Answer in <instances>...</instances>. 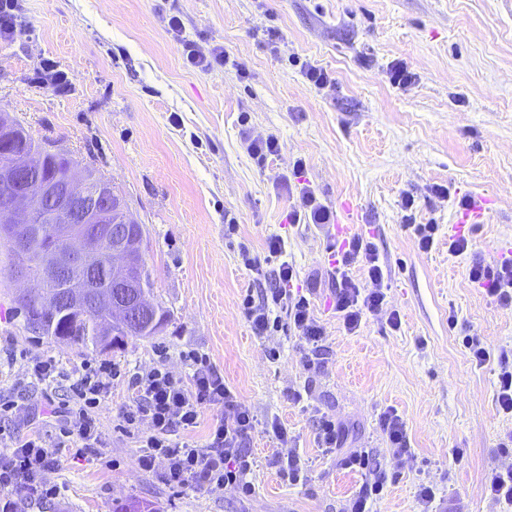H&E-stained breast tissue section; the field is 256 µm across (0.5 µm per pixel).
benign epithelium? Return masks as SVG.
<instances>
[{
  "label": "benign epithelium",
  "mask_w": 512,
  "mask_h": 512,
  "mask_svg": "<svg viewBox=\"0 0 512 512\" xmlns=\"http://www.w3.org/2000/svg\"><path fill=\"white\" fill-rule=\"evenodd\" d=\"M19 127L0 114V244L7 246L3 268L9 279L33 282L39 311H62L77 323L96 320L95 333L106 345L112 338V314L132 331L150 322L151 273L144 261V236L129 232V207L106 179L72 173L59 183L43 181L42 161L54 152L48 144L20 140ZM53 233L62 240L46 252L43 241ZM110 284L99 287L100 282Z\"/></svg>",
  "instance_id": "benign-epithelium-1"
}]
</instances>
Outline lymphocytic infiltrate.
Here are the masks:
<instances>
[{"instance_id": "lymphocytic-infiltrate-1", "label": "lymphocytic infiltrate", "mask_w": 512, "mask_h": 512, "mask_svg": "<svg viewBox=\"0 0 512 512\" xmlns=\"http://www.w3.org/2000/svg\"><path fill=\"white\" fill-rule=\"evenodd\" d=\"M270 255L280 257L277 270L278 288L272 289L261 302L245 299V317L254 336L267 338L281 324H288L309 354L306 367H314L312 358L322 346L325 332L315 318L309 300L290 290L295 270L285 262L286 242L273 236L267 241ZM333 271L336 288L333 307L348 332H355L364 315L382 309L386 295L381 288L383 271L370 243L361 238L348 241L337 252ZM366 268L374 287L358 288L349 274L351 267ZM469 280L483 288L500 308L512 311V257L497 265H487L480 254H473L468 270ZM189 381L174 379L161 368L133 374L128 382L131 398L121 410L126 427L148 424L150 431L141 436L142 453L137 462L142 471H152L156 459H164L167 484L174 488L199 490L215 486L233 489L240 499L255 492L250 479L254 460L245 444L258 424L251 407L241 401L225 384L221 373L195 356L191 359ZM119 371L115 365H92L87 361L63 369L51 356L32 358L26 377L31 383L52 385L58 378L69 377L70 396L60 428L61 438L54 447H46L40 429H32L25 438L11 442L0 450V490L6 492L0 512H14L23 501L53 497L54 491L42 481L44 472L59 467L64 457L79 459L92 448L102 447L104 433L98 418L102 404L112 397V380ZM220 408L221 415L212 424L206 447L196 448L174 439L180 430L195 428L204 406ZM343 468L365 469L369 477L349 499L345 512H370L369 502L380 497L387 481L385 471L371 467L369 456L354 451L342 458Z\"/></svg>"}]
</instances>
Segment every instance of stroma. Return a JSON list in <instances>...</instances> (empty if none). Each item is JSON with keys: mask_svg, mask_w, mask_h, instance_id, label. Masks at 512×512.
Listing matches in <instances>:
<instances>
[{"mask_svg": "<svg viewBox=\"0 0 512 512\" xmlns=\"http://www.w3.org/2000/svg\"><path fill=\"white\" fill-rule=\"evenodd\" d=\"M19 31L0 41V113L36 140L94 165L124 196L145 229L151 302L170 313L149 338L117 337L110 349L82 348L30 328L14 296L23 282L0 275V398L37 411L47 443L60 437L56 412L69 394L55 386L46 407L28 385L29 357H55L63 368L88 360L121 369L112 401L100 411L103 447L63 462L44 480L57 498L24 512H112L137 498L158 512H343L364 472L341 468L337 454L365 450L390 480L373 512H419L421 486H433L440 512H512L491 500L492 473L512 466L500 447L512 414L496 400L498 366H476L460 340L469 325L497 356L512 357V311L496 306L468 279L471 252L496 264L512 252V0H20ZM181 17V34L163 17ZM223 47L225 65H185L183 44ZM66 73L55 91L41 61ZM326 68L334 83L308 85L303 62ZM404 64L411 85L393 83ZM253 137L277 136L280 150L258 168L240 143V113ZM306 167L292 179L296 160ZM370 241L383 270L385 305L345 330L332 307L333 240L323 224H294L300 185ZM447 196H439V189ZM480 200L486 219L461 224L462 196ZM413 198L405 206V198ZM350 202L351 211L341 208ZM235 221L234 235L224 233ZM433 224L430 250L411 227ZM282 236L287 255L267 250ZM465 236L469 250L448 242ZM248 244L261 269L239 255ZM292 287L310 299L324 327L319 367L306 370L292 329L256 339L242 309L277 287L281 260ZM399 328H391L390 314ZM459 324L451 326L449 315ZM210 361L260 428L248 450L255 493L229 488L173 489L164 462L138 468L142 429L119 419L134 372L164 366L179 380L192 368L184 353ZM301 400H294V393ZM396 410L406 423L411 463L393 456L378 418ZM340 429L336 453L319 448L320 416ZM280 423L308 467L289 483L267 459ZM32 422V423H35ZM32 423L0 411V440Z\"/></svg>", "mask_w": 512, "mask_h": 512, "instance_id": "stroma-1", "label": "stroma"}]
</instances>
